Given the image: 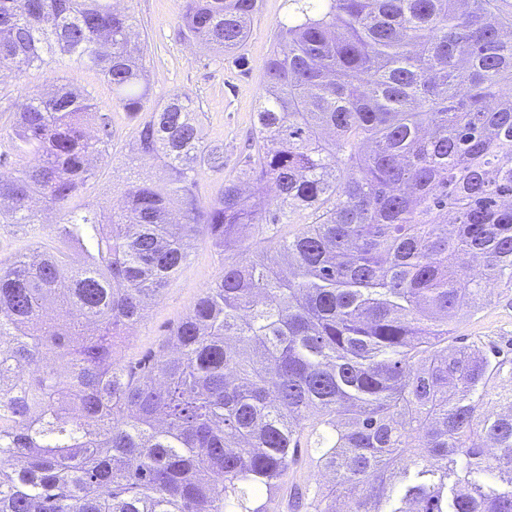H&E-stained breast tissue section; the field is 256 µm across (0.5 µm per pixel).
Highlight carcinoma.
Listing matches in <instances>:
<instances>
[{
	"mask_svg": "<svg viewBox=\"0 0 512 512\" xmlns=\"http://www.w3.org/2000/svg\"><path fill=\"white\" fill-rule=\"evenodd\" d=\"M291 2L253 152L202 212L197 178L224 152L189 96L148 107L134 13L0 0V70L99 71L139 119L128 167L167 173L109 212L78 206L108 115L62 83L15 113L32 162L0 172V223L58 228L0 262V512H270L303 443L335 491L294 485L291 508L512 512V358L449 330L512 288V0ZM258 4L182 0L181 21L229 55ZM259 235L269 251L224 264L176 352L114 362L189 241Z\"/></svg>",
	"mask_w": 512,
	"mask_h": 512,
	"instance_id": "carcinoma-1",
	"label": "carcinoma"
}]
</instances>
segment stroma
Masks as SVG:
<instances>
[{"mask_svg":"<svg viewBox=\"0 0 512 512\" xmlns=\"http://www.w3.org/2000/svg\"><path fill=\"white\" fill-rule=\"evenodd\" d=\"M137 19V30L145 35L149 57L152 104L163 103L172 93L190 96L200 108L203 135L212 146L224 151L223 173L204 172L198 177L196 192L200 209H207L216 198L224 176L238 171L246 153L247 140L254 130V112L262 89L266 60L273 49L276 26L286 19L289 0H259V10L250 25V33L239 48L243 65L223 61L181 33V0H128ZM87 92L94 102L109 113L112 122V146L106 161L97 166L98 177L88 188L83 201L95 206L116 205L126 187L128 170L124 162L134 143L135 123L127 112L112 101V88L104 77L67 61L55 71L29 69L21 77L0 74V153L7 154L9 169H21L30 156L11 150L8 118L26 101L28 93L50 91L55 80ZM55 220L36 227L0 224V261H9L36 240H48L55 234ZM266 244L253 239L239 247L215 254L207 241L195 240L191 257L164 294L146 311L137 330L118 349L116 360L129 367L147 357L169 352L170 332L192 309L196 300L224 272L225 262L241 255L265 252ZM453 335L512 352V289L499 288L493 303L473 316L461 318Z\"/></svg>","mask_w":512,"mask_h":512,"instance_id":"stroma-1","label":"stroma"}]
</instances>
